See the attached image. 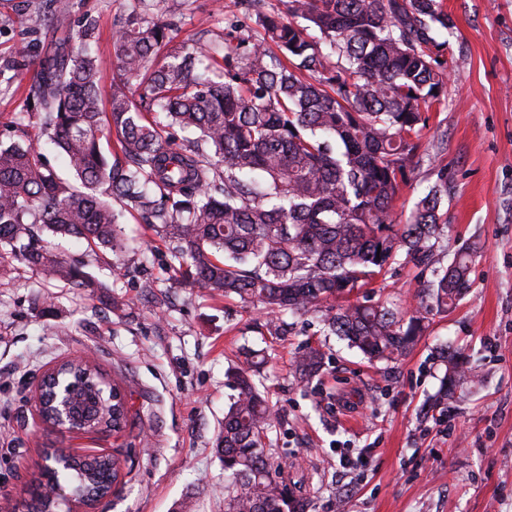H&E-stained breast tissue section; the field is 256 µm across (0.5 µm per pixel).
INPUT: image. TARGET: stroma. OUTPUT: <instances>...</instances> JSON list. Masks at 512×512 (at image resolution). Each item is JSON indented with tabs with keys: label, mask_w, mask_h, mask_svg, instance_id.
<instances>
[{
	"label": "stroma",
	"mask_w": 512,
	"mask_h": 512,
	"mask_svg": "<svg viewBox=\"0 0 512 512\" xmlns=\"http://www.w3.org/2000/svg\"><path fill=\"white\" fill-rule=\"evenodd\" d=\"M168 0H0V142L37 137L25 89L50 38L21 15L44 6L74 21L97 20L92 50L102 93L118 71L115 17L167 19ZM453 25L443 50L452 66L445 101L410 164L399 210L410 212L448 173V229L435 251L448 264L473 245L471 290L456 309L430 313L416 346L392 363H368L326 335L317 313L287 316L270 335L259 306L191 287L168 241L147 224L121 227L120 248L86 254L55 239L62 255L87 259L95 288H64L23 261L0 275V512H26L19 491L47 451L116 455L120 476L95 512H224L229 482L215 440L234 391L229 374L246 354H265L255 381L279 419L270 434L293 496L306 512H512V0H442ZM169 52L201 40L223 44L255 16L241 0H186ZM27 44L24 68L14 49ZM420 270L403 262L370 293L413 309ZM466 348L479 380L442 418L427 415L445 345ZM324 355L321 381L301 383L292 364L304 348ZM80 356L125 389L132 425L76 435L44 425L35 387L49 366Z\"/></svg>",
	"instance_id": "35a3bbf8"
}]
</instances>
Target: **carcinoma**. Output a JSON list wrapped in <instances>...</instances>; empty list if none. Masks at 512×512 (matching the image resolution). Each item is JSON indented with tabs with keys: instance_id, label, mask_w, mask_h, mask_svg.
I'll list each match as a JSON object with an SVG mask.
<instances>
[{
	"instance_id": "cac0c4a2",
	"label": "carcinoma",
	"mask_w": 512,
	"mask_h": 512,
	"mask_svg": "<svg viewBox=\"0 0 512 512\" xmlns=\"http://www.w3.org/2000/svg\"><path fill=\"white\" fill-rule=\"evenodd\" d=\"M285 11L257 14L259 30L224 42H197L169 60L171 23L130 14L114 23L120 63L107 101L90 52L96 22L73 25L44 9L26 28L62 34L33 76L26 106L65 157L59 177L31 140L0 146V259L20 257L65 288H103L85 263L67 261L35 238L73 237L96 255L120 241L128 216L163 233L194 288L258 304L269 326L279 316L317 312L324 329L371 361L395 362L424 331L426 314L446 311L470 288L471 251L434 267L446 228L448 174L400 224L394 211L409 164L422 145L428 113L442 105L450 28L439 0H285ZM208 61L218 80L196 72ZM431 272L418 285L422 305L403 311L388 300L349 299L399 254ZM445 367L431 409H446L475 381L470 355L442 352ZM323 365L313 348L294 373L312 383ZM256 362L231 373L237 394L224 412L217 451L233 480L224 512H305L282 480L269 433L276 412L254 383ZM77 404L89 384L108 381L93 366L69 371ZM112 430L129 422L125 394ZM115 456L90 455L61 475L82 502L117 482ZM35 483L30 500L56 512Z\"/></svg>"
}]
</instances>
